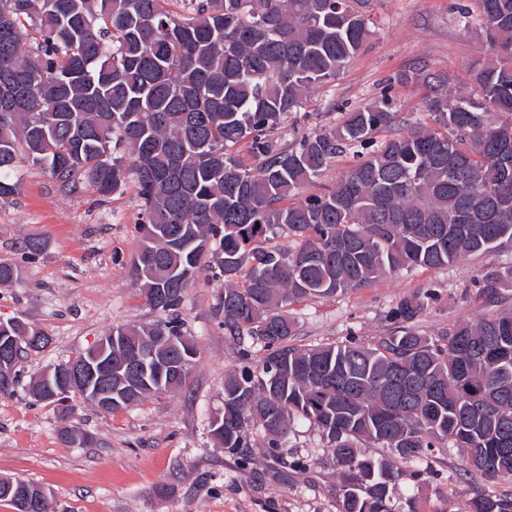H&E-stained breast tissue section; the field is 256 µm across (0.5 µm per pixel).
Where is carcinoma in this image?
<instances>
[{"label":"carcinoma","instance_id":"1","mask_svg":"<svg viewBox=\"0 0 512 512\" xmlns=\"http://www.w3.org/2000/svg\"><path fill=\"white\" fill-rule=\"evenodd\" d=\"M480 6L469 24L491 56L478 93L423 73L430 123L391 132L384 93L283 147L273 134L371 35L372 0H0V95L16 102L0 110V200L18 193L25 164L64 192L102 197L136 176L133 272L159 317L112 329L122 407L185 381L167 371L146 383L126 352L145 346L192 368L179 312L210 259L224 277V329L262 353L224 379L212 433L227 453L243 454L256 432L281 448L308 422L338 466V512H396L401 469L363 443L403 464L448 443L465 449L471 478L512 477V308H501L511 264L478 281L487 313L436 339L418 328L437 300L429 290L394 304L390 330L366 341L296 346L287 310L512 241V0ZM339 157L350 164L336 183L304 194ZM283 233L287 247L274 242ZM45 247L29 239L24 261ZM466 512H512V493L480 494Z\"/></svg>","mask_w":512,"mask_h":512}]
</instances>
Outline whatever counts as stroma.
Instances as JSON below:
<instances>
[{
    "label": "stroma",
    "mask_w": 512,
    "mask_h": 512,
    "mask_svg": "<svg viewBox=\"0 0 512 512\" xmlns=\"http://www.w3.org/2000/svg\"><path fill=\"white\" fill-rule=\"evenodd\" d=\"M477 13L478 0H375L373 32L330 86L311 92L289 117L278 141L336 125L343 107H363L391 88L397 129L421 121L426 88L418 70L448 75L460 92L476 91V64L488 51L486 36L465 26L458 6ZM19 192L0 200V262L21 264L22 278L0 285V320L23 321L49 336L45 351L17 364V384L0 397V478L43 487L55 512H337V470L321 434L301 423L283 449L272 453L254 434L247 459L226 453L214 439L213 416L224 406V378L244 364L243 349L216 311L224 279L203 267L186 290L184 328L197 361L176 392L150 396L105 412L72 394L68 405L35 400L30 381L51 364L76 359L117 326L153 321L132 272L140 244L141 200L135 182L122 193L99 197L92 188L67 193L43 169L23 166ZM39 236L44 253L23 261L25 240ZM512 262V244L442 270H403L369 287L311 298L289 308L295 345L362 340L388 332L389 309L400 299L434 290L436 303L419 321L438 336L484 313L475 285L487 269ZM94 439L92 446L64 443L63 408ZM463 451L434 449L426 472L405 476L393 491L397 512L415 502L419 512H465L478 494L512 492V477L474 480L462 471Z\"/></svg>",
    "instance_id": "obj_1"
}]
</instances>
